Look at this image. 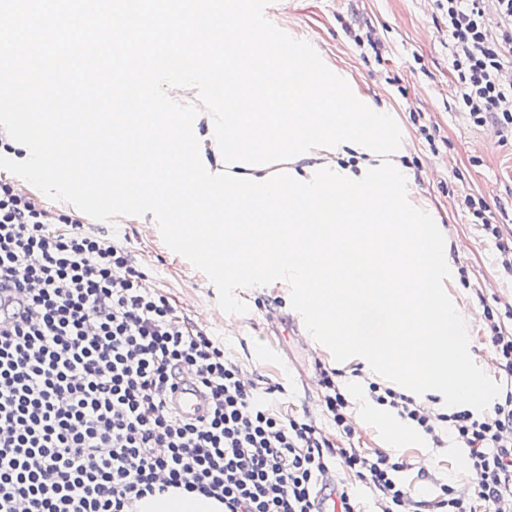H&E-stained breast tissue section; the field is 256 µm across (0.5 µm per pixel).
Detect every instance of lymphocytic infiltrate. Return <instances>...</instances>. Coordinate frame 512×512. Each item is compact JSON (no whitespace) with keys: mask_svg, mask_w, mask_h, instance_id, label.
Instances as JSON below:
<instances>
[{"mask_svg":"<svg viewBox=\"0 0 512 512\" xmlns=\"http://www.w3.org/2000/svg\"><path fill=\"white\" fill-rule=\"evenodd\" d=\"M456 96L475 125L512 130V0H439ZM127 247L54 213L0 180V512H137L146 495L182 488L224 512H314L325 476L339 512H356L350 480L402 512L403 459L339 448L306 416L272 407L223 343L186 323L149 287ZM211 399L200 422L164 408L176 370ZM323 408L353 437L350 396L321 369ZM377 404L431 435L446 423L468 446L478 502L512 512V389L484 413L430 416L411 397L369 386Z\"/></svg>","mask_w":512,"mask_h":512,"instance_id":"1","label":"lymphocytic infiltrate"}]
</instances>
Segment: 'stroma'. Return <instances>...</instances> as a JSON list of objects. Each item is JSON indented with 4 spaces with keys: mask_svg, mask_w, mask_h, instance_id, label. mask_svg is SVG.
I'll return each mask as SVG.
<instances>
[{
    "mask_svg": "<svg viewBox=\"0 0 512 512\" xmlns=\"http://www.w3.org/2000/svg\"><path fill=\"white\" fill-rule=\"evenodd\" d=\"M267 10L272 23L309 42L330 67L392 112L407 145L403 161L415 177V200L435 210L448 241L451 276L445 288L468 323L471 355L496 382L507 384L511 379L498 369L486 339L483 310L490 307L501 315L512 310V271L503 268L494 239L475 221L464 199L484 198L487 219L497 224L503 239H512V138L499 133L494 123L474 125L460 110L446 19L435 0H272ZM368 35L379 40V51L362 44ZM47 207L127 246L146 269L149 286L163 289L181 316L223 340L226 355L242 370L283 386L274 403L277 411L309 414L331 430L321 401L309 395L305 380L316 365L338 369L340 383L352 391L357 434L351 447L390 450L404 459L408 468L403 478L414 500L444 482L476 498L477 481L468 469L466 449L442 425L433 438L413 430L395 436V414L368 395L375 374L350 359L335 363L289 305L286 287L237 289L236 297L249 311L225 314L217 305L215 286L164 244L158 225L134 216L103 223L59 202Z\"/></svg>",
    "mask_w": 512,
    "mask_h": 512,
    "instance_id": "35a3bbf8",
    "label": "stroma"
}]
</instances>
